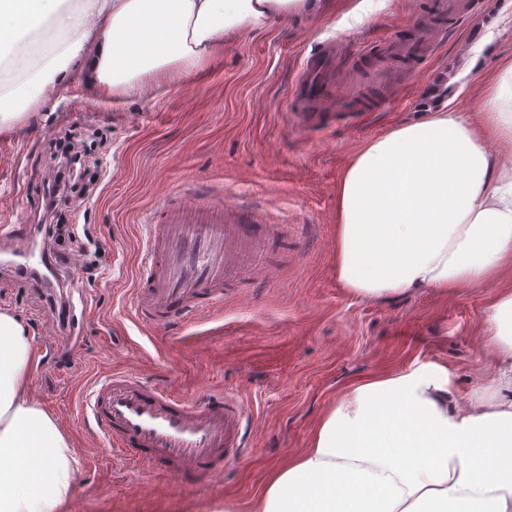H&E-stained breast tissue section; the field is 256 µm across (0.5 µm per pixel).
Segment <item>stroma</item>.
<instances>
[{"label": "stroma", "instance_id": "35a3bbf8", "mask_svg": "<svg viewBox=\"0 0 512 512\" xmlns=\"http://www.w3.org/2000/svg\"><path fill=\"white\" fill-rule=\"evenodd\" d=\"M497 0H453L462 24L437 31L428 55H391L427 22L431 0H335L323 14H292L243 34L184 87L138 99H102L79 83L13 129L0 130V217L21 225L25 251L42 218L41 190L53 139L97 126L105 175L73 213L104 242L95 278L70 288L61 323L33 278L0 267V303L28 326L33 346L50 342L48 367L31 394L71 438L80 460L71 512H208L230 499L250 512L269 471L308 448L313 431L349 383L413 361L447 363L459 397L492 374L484 309L490 288L409 293L386 302L351 297L333 271L336 184L356 150L396 122L416 118L435 76L456 111L474 113L502 61L512 60V24L483 54L475 33ZM336 56L331 88L300 96L302 72ZM210 188L226 218L252 207L274 244L249 278L226 285L224 305L171 331L131 317L138 257L153 207ZM171 386L194 400L226 391L249 414L248 456L199 485L181 488L104 450L82 401L112 371Z\"/></svg>", "mask_w": 512, "mask_h": 512}]
</instances>
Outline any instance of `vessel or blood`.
Instances as JSON below:
<instances>
[{
  "mask_svg": "<svg viewBox=\"0 0 512 512\" xmlns=\"http://www.w3.org/2000/svg\"><path fill=\"white\" fill-rule=\"evenodd\" d=\"M220 208L199 198L154 225L140 262L132 309L142 325L169 329L224 303L226 283L244 280L267 247V225L251 211L217 220ZM83 405L115 451L149 470H167L192 487L223 472L244 452L239 401L206 395L190 401L126 373L97 383Z\"/></svg>",
  "mask_w": 512,
  "mask_h": 512,
  "instance_id": "b4317fda",
  "label": "vessel or blood"
}]
</instances>
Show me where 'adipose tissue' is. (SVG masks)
Listing matches in <instances>:
<instances>
[{
	"mask_svg": "<svg viewBox=\"0 0 512 512\" xmlns=\"http://www.w3.org/2000/svg\"><path fill=\"white\" fill-rule=\"evenodd\" d=\"M319 0H0V127L81 81L109 99L186 85L244 32ZM48 40L40 58L22 54ZM414 120L363 144L336 186L333 270L361 300L483 288L512 267V62L486 118L431 92ZM494 372L460 400L447 365L351 383L303 452L270 471L253 512H512V289L485 308ZM28 328L0 311V512H67L79 461L29 395Z\"/></svg>",
	"mask_w": 512,
	"mask_h": 512,
	"instance_id": "adipose-tissue-1",
	"label": "adipose tissue"
}]
</instances>
